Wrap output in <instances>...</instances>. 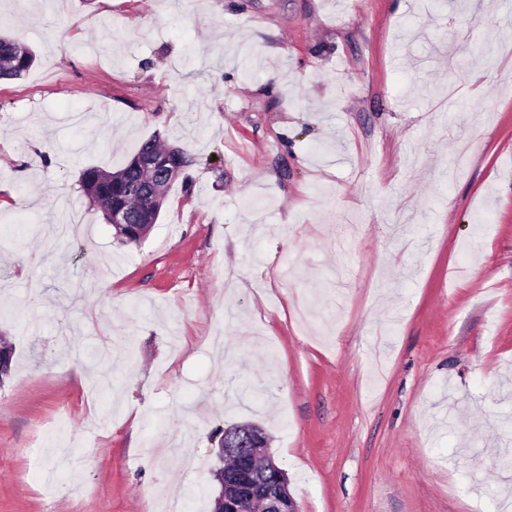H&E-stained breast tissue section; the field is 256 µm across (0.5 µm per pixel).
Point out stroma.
Segmentation results:
<instances>
[{
  "mask_svg": "<svg viewBox=\"0 0 512 512\" xmlns=\"http://www.w3.org/2000/svg\"><path fill=\"white\" fill-rule=\"evenodd\" d=\"M0 33L36 54L0 79V512L161 479L211 512L247 421L300 512H499L512 0H0ZM154 135L190 164L123 245L82 173Z\"/></svg>",
  "mask_w": 512,
  "mask_h": 512,
  "instance_id": "stroma-1",
  "label": "stroma"
}]
</instances>
